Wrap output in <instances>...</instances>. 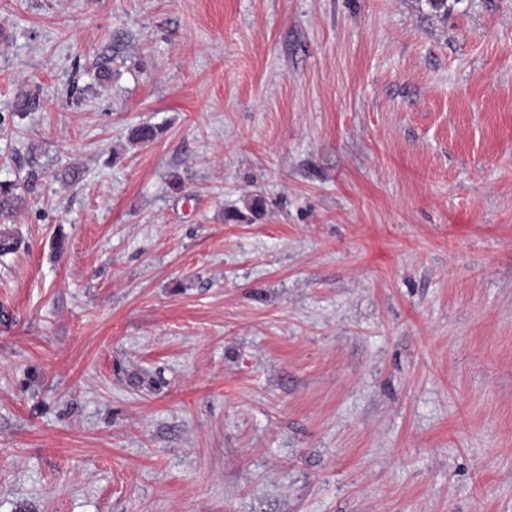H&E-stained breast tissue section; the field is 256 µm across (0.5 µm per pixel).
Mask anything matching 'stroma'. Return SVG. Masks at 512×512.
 I'll return each mask as SVG.
<instances>
[{
    "label": "stroma",
    "mask_w": 512,
    "mask_h": 512,
    "mask_svg": "<svg viewBox=\"0 0 512 512\" xmlns=\"http://www.w3.org/2000/svg\"><path fill=\"white\" fill-rule=\"evenodd\" d=\"M0 181V512H512V0H0Z\"/></svg>",
    "instance_id": "1"
}]
</instances>
